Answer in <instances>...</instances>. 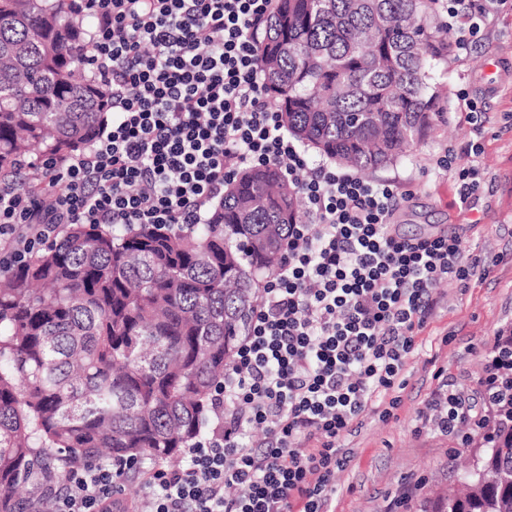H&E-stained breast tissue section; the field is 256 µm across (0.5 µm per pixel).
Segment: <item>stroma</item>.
Masks as SVG:
<instances>
[{
    "label": "stroma",
    "instance_id": "1",
    "mask_svg": "<svg viewBox=\"0 0 512 512\" xmlns=\"http://www.w3.org/2000/svg\"><path fill=\"white\" fill-rule=\"evenodd\" d=\"M442 116L435 132L409 157L370 173L394 183L406 199L395 215L398 232L413 239L437 231L460 234L467 255L490 262L466 289L441 284L444 303L418 338L395 417L372 416L344 444L356 452L336 475V512H420L445 494L471 459L480 429L465 425L448 436L421 421L424 404L441 379L463 393L479 387L499 329L512 327V10L495 18L462 59L442 64ZM477 100L482 127L481 187L460 202L451 177L435 161L451 153L455 165L470 161L467 100Z\"/></svg>",
    "mask_w": 512,
    "mask_h": 512
}]
</instances>
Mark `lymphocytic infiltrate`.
<instances>
[{
  "mask_svg": "<svg viewBox=\"0 0 512 512\" xmlns=\"http://www.w3.org/2000/svg\"><path fill=\"white\" fill-rule=\"evenodd\" d=\"M466 54L507 0H434ZM275 0H72L88 13L86 62L112 93V124L87 151L46 157L43 193L0 181V268L63 224H198L238 170L283 163L304 201L285 258L265 282L216 401L224 426L185 466L145 471L137 512H334L345 436L393 416L416 338L476 261L458 235H399L394 184L307 163L264 92L255 39ZM503 329L478 400L445 390L423 421L443 434L484 427L479 405L512 399ZM264 425V438L249 427ZM124 460L81 465L56 512H108Z\"/></svg>",
  "mask_w": 512,
  "mask_h": 512,
  "instance_id": "obj_1",
  "label": "lymphocytic infiltrate"
}]
</instances>
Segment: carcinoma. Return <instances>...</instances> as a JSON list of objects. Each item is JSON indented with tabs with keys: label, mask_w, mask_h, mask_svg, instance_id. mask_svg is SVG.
Returning a JSON list of instances; mask_svg holds the SVG:
<instances>
[{
	"label": "carcinoma",
	"mask_w": 512,
	"mask_h": 512,
	"mask_svg": "<svg viewBox=\"0 0 512 512\" xmlns=\"http://www.w3.org/2000/svg\"><path fill=\"white\" fill-rule=\"evenodd\" d=\"M67 0H0V179L85 150L111 121ZM428 0H277L265 92L320 159L375 171L439 116ZM278 167L240 172L201 224H68L0 270V512H53L70 469L168 462L206 437L261 282L302 221ZM460 486L422 512H512V401Z\"/></svg>",
	"instance_id": "obj_1"
}]
</instances>
